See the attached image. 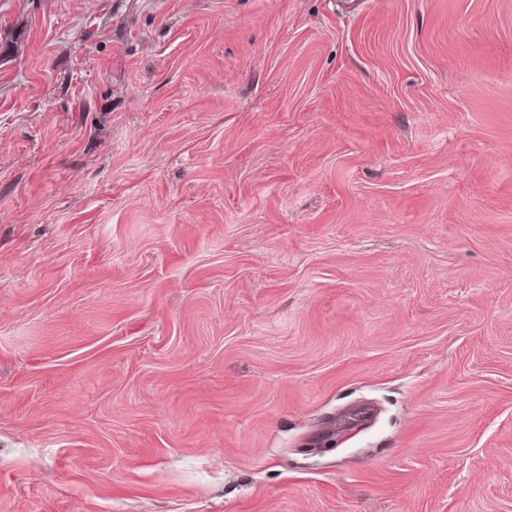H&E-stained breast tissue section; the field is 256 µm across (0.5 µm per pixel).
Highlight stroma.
Instances as JSON below:
<instances>
[{"mask_svg":"<svg viewBox=\"0 0 512 512\" xmlns=\"http://www.w3.org/2000/svg\"><path fill=\"white\" fill-rule=\"evenodd\" d=\"M0 512H512V0H0Z\"/></svg>","mask_w":512,"mask_h":512,"instance_id":"stroma-1","label":"stroma"}]
</instances>
